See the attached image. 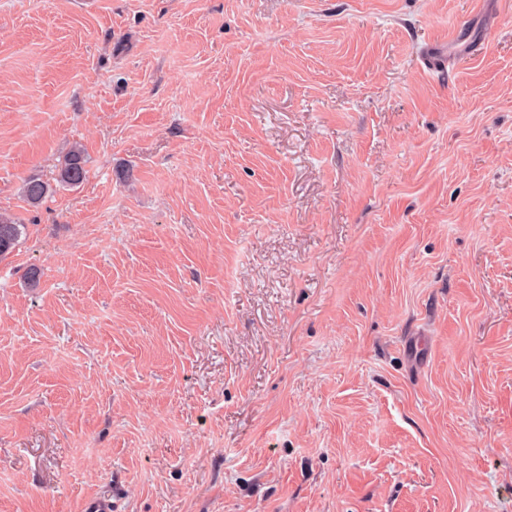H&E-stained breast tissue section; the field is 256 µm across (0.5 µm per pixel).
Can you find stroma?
<instances>
[{
	"instance_id": "stroma-1",
	"label": "stroma",
	"mask_w": 512,
	"mask_h": 512,
	"mask_svg": "<svg viewBox=\"0 0 512 512\" xmlns=\"http://www.w3.org/2000/svg\"><path fill=\"white\" fill-rule=\"evenodd\" d=\"M0 213V512H512V0H0ZM85 165L86 159L83 150L77 146L72 147L64 159V165L60 171V181L72 186L81 183L86 176ZM25 230V224H19L14 218L0 214V260L14 252Z\"/></svg>"
}]
</instances>
